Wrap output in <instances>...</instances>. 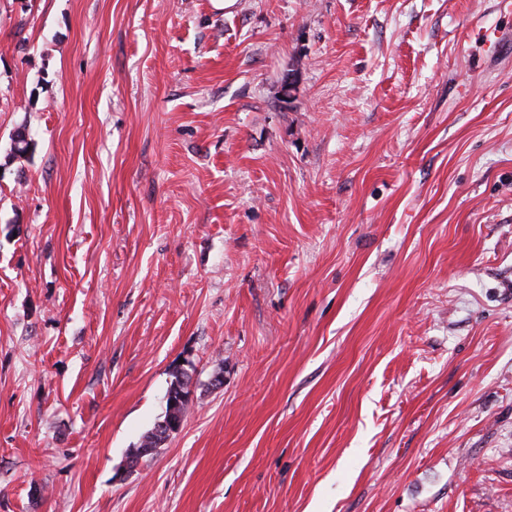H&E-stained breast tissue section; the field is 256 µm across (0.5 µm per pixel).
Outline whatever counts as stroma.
Returning <instances> with one entry per match:
<instances>
[{
    "label": "stroma",
    "mask_w": 512,
    "mask_h": 512,
    "mask_svg": "<svg viewBox=\"0 0 512 512\" xmlns=\"http://www.w3.org/2000/svg\"><path fill=\"white\" fill-rule=\"evenodd\" d=\"M0 512H512V0H0ZM188 403L189 399L182 402L181 407L175 413H165L163 419L158 421L155 426L143 436L139 447L132 453V460L138 462L139 459L153 454L157 448L161 447L162 443H164L170 435H166V430L160 427L159 422L170 420L181 426Z\"/></svg>",
    "instance_id": "1"
}]
</instances>
